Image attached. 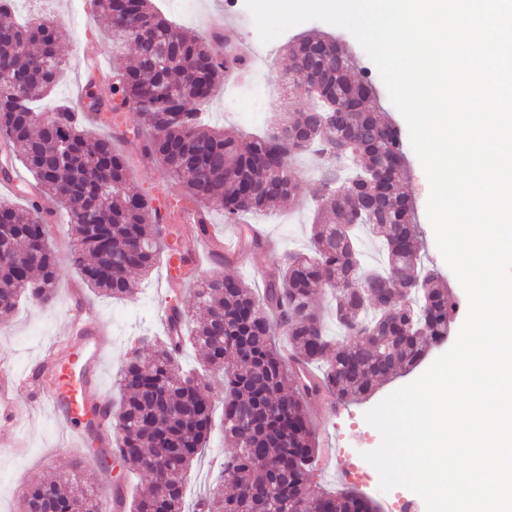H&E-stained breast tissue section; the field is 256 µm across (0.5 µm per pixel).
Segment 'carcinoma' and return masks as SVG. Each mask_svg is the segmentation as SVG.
Wrapping results in <instances>:
<instances>
[{"mask_svg":"<svg viewBox=\"0 0 512 512\" xmlns=\"http://www.w3.org/2000/svg\"><path fill=\"white\" fill-rule=\"evenodd\" d=\"M114 43L135 46L134 64L115 76L139 125L155 132L146 145L184 196L223 206L228 221L282 205L293 197L290 162L329 137L349 141L343 161L324 167L311 224L310 247L290 254L267 274L262 294L244 280L216 274L200 281L194 310H172L186 331L139 343L123 361L119 410L109 414L119 436L122 466L149 477L131 512H184V480L206 448L212 402L205 381L178 361L189 343L203 363L224 377V471L216 492L195 501L193 512H377L352 489L330 490L313 478L317 454L309 404L321 388L339 401L368 397L374 384L417 366L444 342L456 312L448 288L420 267L413 206L400 193L404 153L398 129L373 107L374 88L349 77L352 59L323 53L311 73L310 51L328 37L287 46L293 82L312 98L347 87L353 111L336 120L330 136L300 145L306 113L287 112L265 133L242 145L208 127L201 107L224 83L234 61L220 62L212 43L179 32L152 0H96ZM62 23H22L0 0V136L22 148L20 161L40 194L56 200L74 239L72 264L81 280L113 299L138 288L131 273H147L165 247L171 225L161 224L152 198L128 189L127 160L112 138L91 134L76 109L60 104L49 114L37 103L57 85L65 61L58 50ZM378 239L386 256L364 270L360 237ZM0 316L23 302L54 301L58 257L42 208L21 211L0 200ZM182 276H194L185 240H175ZM366 272L374 299L361 303L351 283ZM331 291L327 329L316 296ZM290 342L291 358L279 348ZM324 366L322 377L298 376L301 366ZM96 483L51 479L29 488L22 512H99Z\"/></svg>","mask_w":512,"mask_h":512,"instance_id":"cac0c4a2","label":"carcinoma"}]
</instances>
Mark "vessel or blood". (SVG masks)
<instances>
[{
    "mask_svg": "<svg viewBox=\"0 0 512 512\" xmlns=\"http://www.w3.org/2000/svg\"><path fill=\"white\" fill-rule=\"evenodd\" d=\"M160 216L167 224L197 225L198 244L192 252L194 264H201L206 259L231 258L243 250L241 238L237 235H225L221 244H214L211 232L201 229L202 224L209 221V213L203 207L188 205L178 212L164 210ZM62 335L66 338L79 337L81 347L68 354L54 349L39 360L30 376L35 397L56 418L68 425L72 447H84L92 440L98 448L110 451L111 445L102 429L109 398L105 392L98 390L96 379L101 359L111 347L112 339L107 330L98 326L94 314L80 294L72 296ZM15 383L12 367L1 361L0 427L10 432L18 430L24 419L16 397Z\"/></svg>",
    "mask_w": 512,
    "mask_h": 512,
    "instance_id": "vessel-or-blood-1",
    "label": "vessel or blood"
}]
</instances>
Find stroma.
<instances>
[{
    "label": "stroma",
    "mask_w": 512,
    "mask_h": 512,
    "mask_svg": "<svg viewBox=\"0 0 512 512\" xmlns=\"http://www.w3.org/2000/svg\"><path fill=\"white\" fill-rule=\"evenodd\" d=\"M73 0H38L33 12L39 16L60 19L65 35L60 44V53L66 61L63 75L49 96L51 102H65L77 105L81 89H88L94 96L107 101H115L113 85H101L88 80V74L81 68L80 52L85 43L97 45L104 60L112 70H121L131 64L135 58L133 47L116 51L112 48V38L106 29V22L100 16L93 0H84L83 16L80 22L70 19ZM197 19L184 23L177 10H169L168 15L175 23L185 24L189 33L204 37L208 31L209 18H217L225 26L224 33L232 40L245 37V21L241 16L245 9L243 0H195ZM332 34L352 49L356 62L351 68L353 79L373 83L379 93L378 106L398 126L405 128L406 122L390 101L387 89L382 82L376 66L360 46L355 37L347 30L319 20L299 24L278 38L273 57V75L282 77L288 66L285 57L286 46L292 36L298 34ZM117 150L128 160L129 184L132 190L155 195L157 187L166 183L167 178L162 167L148 159H140V142L136 136L117 142ZM408 173L403 179V190L415 206L414 221L418 227L422 245L421 263L434 271L448 285L456 303L457 311L451 326L459 331L467 310V296L454 273L445 264L436 244L433 229L426 216V204L430 187L427 177L415 153H408ZM315 158H301L295 169L297 182L293 205L284 211H269L263 232L268 239L267 245L248 249L239 261L221 260L204 266L199 274L209 277L224 273L242 278L253 291L263 287L262 277L266 271L282 259L288 252L306 248L310 230L314 201L320 190L316 176L311 168ZM50 234L57 250L59 271L56 280L55 299L52 305L36 307L28 303L18 306L12 316L0 323V355L9 357L21 385L18 390L19 402L27 414L24 424L16 432L0 434V445L5 453L0 454V512H19L22 497L27 489L43 482L52 475L69 470L73 460L84 461V476L93 478L108 486L117 481H125L128 495H135L138 487L145 484L147 478L142 474H129L119 477L117 472L98 470L96 465L87 463V454L82 448H67L62 444L65 434L63 421L53 417L39 402L26 385L25 380L44 347L54 340L66 319L70 304V289L80 284L81 279L69 261L72 236L66 224L65 215H58ZM161 266H154L150 273L142 277L134 295L122 300H112L91 290L84 289L83 295L95 311L99 325L112 329L114 317H121V334L105 354L102 362L100 384L103 392L110 398H117L118 390L114 384L119 367L138 336L148 333L154 336L164 332L160 322ZM419 370L402 374L396 378L380 382L373 394L361 401L337 403L336 406L319 405L313 407L312 419L317 447H324L327 441H334L339 450V462L350 466L366 451L374 450L380 443L379 432L365 419L366 411L378 404L383 398L399 387L406 385L416 377ZM224 455V429L215 425L204 453L193 463L186 480V503H193L200 496L209 494L216 486L220 471L211 461Z\"/></svg>",
    "instance_id": "obj_1"
}]
</instances>
